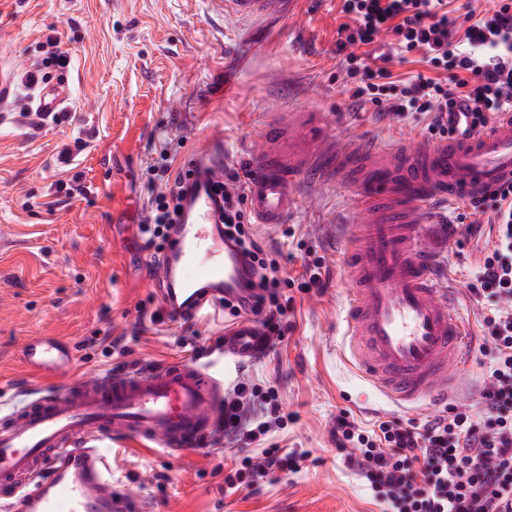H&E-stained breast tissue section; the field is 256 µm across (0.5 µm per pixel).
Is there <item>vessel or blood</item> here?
<instances>
[{"label": "vessel or blood", "mask_w": 512, "mask_h": 512, "mask_svg": "<svg viewBox=\"0 0 512 512\" xmlns=\"http://www.w3.org/2000/svg\"><path fill=\"white\" fill-rule=\"evenodd\" d=\"M219 2L224 14L267 19L295 15L299 0ZM319 126L308 112L267 126L265 146L251 159L247 208L256 223L281 224L298 183L355 178L368 219L353 225L343 252L353 280L344 313L350 355L393 402L447 398L452 373L466 365L470 330L436 270L437 227L426 218L512 182V113L412 147L346 146L323 139ZM192 170L196 186L157 269L162 304L179 324L251 293L252 274L224 239L210 189L224 178L222 144L197 152ZM264 336L261 323L239 318L224 331V351L255 359ZM22 358L37 374L71 372L69 352L52 337L26 343ZM223 405V378L184 360L116 370L1 406L0 512H141V499L113 484L107 445L133 438L148 448L190 449L209 440Z\"/></svg>", "instance_id": "vessel-or-blood-1"}]
</instances>
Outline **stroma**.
Here are the masks:
<instances>
[{"mask_svg":"<svg viewBox=\"0 0 512 512\" xmlns=\"http://www.w3.org/2000/svg\"><path fill=\"white\" fill-rule=\"evenodd\" d=\"M340 0H302L292 17L221 16L213 0H0V58L26 70L56 33L70 54L54 79L68 82L70 122L34 130L11 97L0 109V401L20 402L56 386L51 372H26L20 351L34 337L74 347L72 376L152 368L192 358L224 366V323L208 317L175 326L161 307L150 252L138 224L150 192L146 168L163 142L177 143L174 168L218 139L225 166L250 171L268 123L293 112L325 113L329 137L412 146L421 123L382 116L352 102L336 54ZM234 82L225 86L224 73ZM82 138L70 175L82 192L47 209L61 179L58 145ZM284 224L253 231L272 253L288 255L283 277L301 278L311 257L323 262V286L295 293L285 336L245 362L246 382L275 387L287 419L268 443L308 452L300 472L274 473L255 490L224 482L234 452L217 439L184 452L112 445V478L140 497L146 512H379L340 460L329 430L340 410L364 426L379 420L421 425L437 415L427 403L397 405L363 380L346 349L343 311L350 286L344 237L356 188L343 182L296 190ZM462 232L440 253L475 338L484 308L469 291L494 235L492 212L461 205L450 213Z\"/></svg>","mask_w":512,"mask_h":512,"instance_id":"35a3bbf8","label":"stroma"}]
</instances>
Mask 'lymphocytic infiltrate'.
Here are the masks:
<instances>
[{
	"mask_svg": "<svg viewBox=\"0 0 512 512\" xmlns=\"http://www.w3.org/2000/svg\"><path fill=\"white\" fill-rule=\"evenodd\" d=\"M345 23L337 30L336 53L348 93L359 105L404 119H427L429 138L453 134L457 104L472 105L478 128L497 113L512 111V0H341ZM42 58L19 77L32 89L46 83L47 69L66 68L69 55L47 36ZM419 63V71L393 73L392 63ZM164 155L157 170L163 192L149 199L140 232L161 263L165 245L183 210L187 170H173ZM238 174L214 183L218 219L225 237L241 249L258 279L250 313L262 316L268 337L284 334L291 307L281 287L307 292L321 286L320 261L301 282L281 278V262L268 254L251 227L252 217ZM473 211H492L496 233L487 243L470 291L484 301L487 358L481 400L449 406L423 426L396 420L365 428L340 411L331 428L347 468L365 483L382 512H512V185L488 193ZM274 388L237 384L224 401V427L253 442L283 423ZM306 452L270 445L258 456L237 458L229 487L251 488L270 473H296Z\"/></svg>",
	"mask_w": 512,
	"mask_h": 512,
	"instance_id": "1",
	"label": "lymphocytic infiltrate"
}]
</instances>
